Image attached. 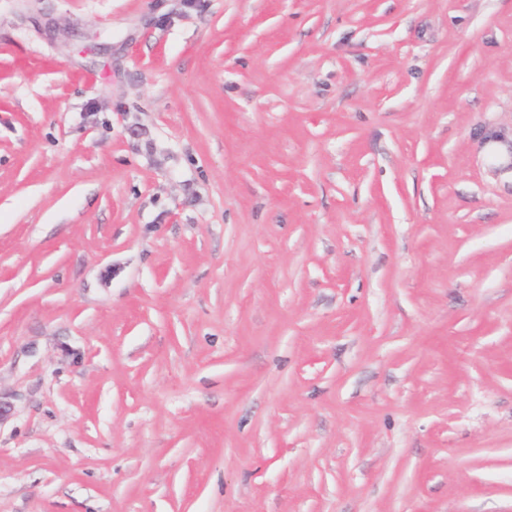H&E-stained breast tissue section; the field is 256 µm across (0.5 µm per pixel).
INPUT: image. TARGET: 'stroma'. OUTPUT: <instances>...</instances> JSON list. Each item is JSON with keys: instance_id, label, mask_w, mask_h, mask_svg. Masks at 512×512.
Returning a JSON list of instances; mask_svg holds the SVG:
<instances>
[{"instance_id": "stroma-1", "label": "stroma", "mask_w": 512, "mask_h": 512, "mask_svg": "<svg viewBox=\"0 0 512 512\" xmlns=\"http://www.w3.org/2000/svg\"><path fill=\"white\" fill-rule=\"evenodd\" d=\"M512 0H0V512H512Z\"/></svg>"}]
</instances>
